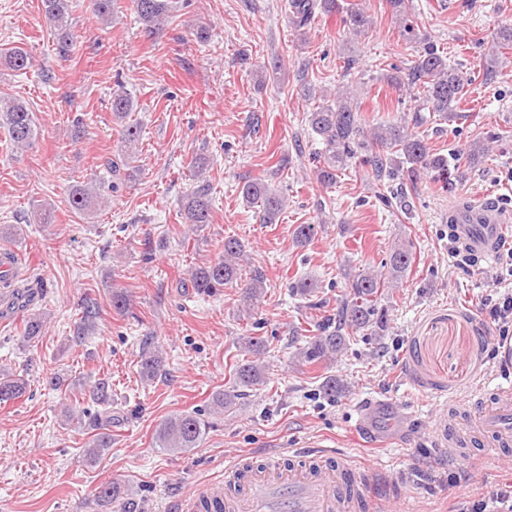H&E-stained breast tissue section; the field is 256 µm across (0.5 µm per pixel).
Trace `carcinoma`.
I'll return each instance as SVG.
<instances>
[{
    "mask_svg": "<svg viewBox=\"0 0 512 512\" xmlns=\"http://www.w3.org/2000/svg\"><path fill=\"white\" fill-rule=\"evenodd\" d=\"M93 15L112 21L115 17L116 0H90ZM176 4V0H131V10L144 28L151 31ZM69 0H41V11L53 26L59 53L67 56L73 51L74 40L68 24ZM293 23L298 28L307 26L315 10L325 14H343L347 30L361 34L369 28L370 21L361 8L342 3V0H291ZM4 63L14 71H25L31 66L29 54L21 48L5 53ZM383 78L391 85H420L425 95L421 111L415 114L413 123L383 121L364 129V119L359 107L349 94L336 96V100H323L309 112L307 121L311 130L320 137L324 145L318 154L316 179L325 186L336 183L338 173L346 170L352 159L362 155V162L371 166L377 180H395L399 175L415 181L423 174H430L443 181L458 169L459 157L455 153L442 155L430 152V148L418 128L427 122L422 112H434L445 119L473 82L472 72L448 63V57L437 46L427 42L419 50L414 65L405 73H386ZM112 115L115 120L125 121L133 110V100L120 86L112 92ZM0 127L4 128L12 144L27 148L37 135L35 117L19 101L0 98ZM140 129L135 124H126L117 155L102 158L101 167L107 177V188L117 193L130 180L131 171L137 162L136 143ZM101 186L97 184H74L69 189L72 208L80 214L91 215L98 205ZM243 200L258 210L264 224H275L285 207V197L262 179L249 180L241 187ZM212 198L210 185H197L187 194L182 206V219L186 224L211 223ZM317 234V225L299 224L293 232L294 242L307 245ZM244 252L242 242L234 237L224 239V255L196 267L190 274L191 288L201 295L209 296L225 287L238 285L242 279ZM413 260L411 243L398 241L392 249L386 270L365 271L349 282L341 297L336 314L326 315L316 325L315 334L297 349L296 356L310 366H322L334 361L345 349L352 336L363 331L382 336L388 330V319L384 299L388 292L398 286L406 276ZM266 295L265 279L259 270H251L249 280L242 289L240 305L246 314L259 306ZM245 348L254 359L244 360L234 369L231 386L218 390L211 396V413L231 414L237 409V400L246 395V390L265 382L266 365L259 361L267 353L268 342L263 336L244 338ZM163 370V355L158 347L145 342L140 353V374L144 381H154ZM26 380L16 374L0 370V404L8 403L25 395ZM91 403L101 410L91 413L84 408L79 416L89 419V426L97 431L89 443L86 455L93 458L101 451L112 447V434L106 429L112 426V391L109 383L101 381L89 392ZM210 422L198 410L186 411L161 423L157 445L172 453L195 448L200 443Z\"/></svg>",
    "mask_w": 512,
    "mask_h": 512,
    "instance_id": "obj_1",
    "label": "carcinoma"
}]
</instances>
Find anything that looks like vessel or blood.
I'll return each mask as SVG.
<instances>
[{"label": "vessel or blood", "mask_w": 512, "mask_h": 512, "mask_svg": "<svg viewBox=\"0 0 512 512\" xmlns=\"http://www.w3.org/2000/svg\"><path fill=\"white\" fill-rule=\"evenodd\" d=\"M450 234L470 255L484 262L495 260L512 214L491 206H467L451 213ZM482 431L493 432L501 446L512 445V388L496 389L493 410L481 422ZM318 466L306 473L282 465L257 474L234 462L238 487L222 492L216 485L195 488L187 499L192 512L202 504L222 503L224 512H355L362 497V483L352 463L329 448L316 451Z\"/></svg>", "instance_id": "obj_1"}]
</instances>
